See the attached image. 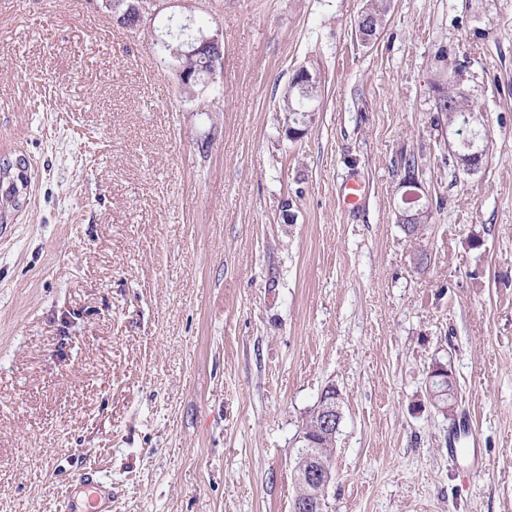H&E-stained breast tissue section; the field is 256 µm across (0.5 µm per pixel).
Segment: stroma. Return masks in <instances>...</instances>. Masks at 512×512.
I'll use <instances>...</instances> for the list:
<instances>
[{
  "label": "stroma",
  "instance_id": "obj_1",
  "mask_svg": "<svg viewBox=\"0 0 512 512\" xmlns=\"http://www.w3.org/2000/svg\"><path fill=\"white\" fill-rule=\"evenodd\" d=\"M363 5L157 0L126 29L99 0H0V164L25 184L0 211V512L83 503L92 468L112 512H290L330 385L327 512H512V0H390L366 42ZM189 14L224 46L192 99L160 49ZM440 51L483 115L472 174ZM291 88L298 89L299 91L293 90L289 91L287 95L284 97V109L288 110L291 113V122L294 123V119L297 117L299 121H306L309 123L311 114L306 107V101H311L314 98V93L312 95L303 94L301 92H310L312 90H316L317 88V78L314 77L307 69L298 70L291 79ZM301 91V92H300ZM287 115V121H290ZM286 130L288 131V137L291 140L301 139L307 132L306 127H295L291 124H288ZM401 183L404 187L411 188L407 190L402 197L403 203L411 205H405L402 208L398 215V221L405 225L415 224L418 221V218L427 215L425 212L427 208L423 206L416 207L421 198L419 192L417 191L420 189V183L416 171L412 169L404 173ZM450 376L448 375V365L440 361L431 363L427 373V391L432 405H438V396L441 394L437 388L444 383ZM440 410H446V407H440ZM327 389H330L331 391L330 394L326 393L328 399L325 401L321 400L322 391L318 401L320 407L317 415L314 417V413L312 411L307 417V425L314 421L312 431H318L334 438L339 430V424L343 418V413L340 405L339 392L334 387H328L324 389V392Z\"/></svg>",
  "mask_w": 512,
  "mask_h": 512
}]
</instances>
